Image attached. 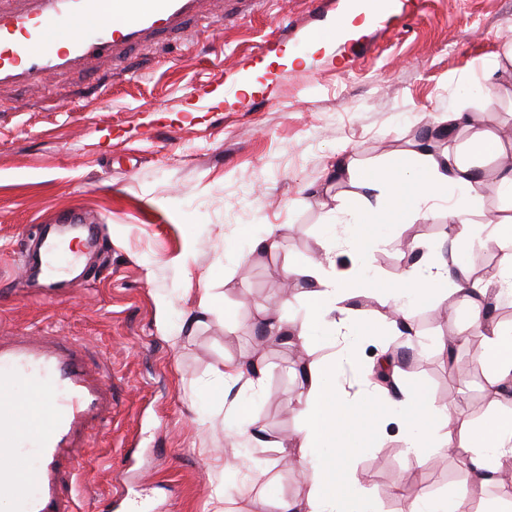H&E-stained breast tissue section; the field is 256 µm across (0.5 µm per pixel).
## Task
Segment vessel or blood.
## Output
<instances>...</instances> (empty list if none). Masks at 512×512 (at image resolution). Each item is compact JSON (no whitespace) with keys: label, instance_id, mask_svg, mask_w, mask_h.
Instances as JSON below:
<instances>
[{"label":"vessel or blood","instance_id":"obj_1","mask_svg":"<svg viewBox=\"0 0 512 512\" xmlns=\"http://www.w3.org/2000/svg\"><path fill=\"white\" fill-rule=\"evenodd\" d=\"M204 0H112L113 24L84 30L67 47L42 41L59 20L97 13L102 0H0V83L42 82L79 61L111 57L177 28L201 11ZM71 236L83 251L99 248L98 224L87 213H64L41 227L39 241L23 246L24 271L35 282L33 298L51 302L84 279L79 254H63ZM82 251V252H83ZM25 380L23 399L12 396ZM112 420V377L91 369L82 342L62 336L14 331L0 336V454L12 459L0 472V496L18 498L21 512H73L80 481L92 470L80 451L94 431ZM38 459L28 471V453Z\"/></svg>","mask_w":512,"mask_h":512}]
</instances>
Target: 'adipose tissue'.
Segmentation results:
<instances>
[{"label":"adipose tissue","instance_id":"obj_1","mask_svg":"<svg viewBox=\"0 0 512 512\" xmlns=\"http://www.w3.org/2000/svg\"><path fill=\"white\" fill-rule=\"evenodd\" d=\"M501 153L499 140L487 131L474 130L465 152L448 150L436 152L428 138L418 140L408 157L402 159L390 175L380 171L364 172L359 182L367 190H383L382 200L368 207L361 216L362 223H392L398 217L413 211L421 219H429L433 211L426 205L432 194L444 187L458 186L465 201L449 205L443 216L452 241L466 238L470 232V210L467 199L480 196L488 185H495L500 196L512 206V162L498 166L489 173L480 172L472 165L476 157H496ZM308 300V320L298 326L282 321L275 309L263 310L265 329L270 334L286 337L289 344H300L313 351L316 332L327 331L336 336H349L355 326V310L351 301L357 295L354 281L339 280L322 266L303 271ZM448 283V267L444 264L427 267L413 265L402 269L388 288L386 297L393 302L397 315L393 329L399 335L410 334L411 328L402 303L407 298L425 302ZM512 286V259L504 262L490 284L479 288V300L472 303V324L478 347L474 352L476 364L485 371L490 390L499 397L512 398V325L502 326L489 315L485 296L501 295L503 286ZM305 393L300 407L302 427L297 463L310 481L306 498L290 502L282 512H344L343 506L351 486L357 478L341 466L345 447H337L335 456L322 455V448L335 444L336 439L359 440L364 432L361 406L358 402L339 396L327 386V378L334 370L330 361L304 363ZM431 413L424 395L413 399L411 413L403 425L410 434L407 448L414 457H421L428 442L438 447L451 448L467 465L472 480L462 491L443 502L415 501L405 512H468L474 502L484 505L482 512H501L497 503L486 500L488 486L512 484V416H496L479 427L458 420L453 407H445V423L433 436L414 434V423L426 422Z\"/></svg>","mask_w":512,"mask_h":512}]
</instances>
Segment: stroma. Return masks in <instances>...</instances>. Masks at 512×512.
<instances>
[{"mask_svg": "<svg viewBox=\"0 0 512 512\" xmlns=\"http://www.w3.org/2000/svg\"><path fill=\"white\" fill-rule=\"evenodd\" d=\"M369 0H214L211 9L125 56L58 71L47 81L0 83V334L49 330L87 343L106 358L115 385L111 424L88 453L92 484L75 512H111L120 490L143 512L170 498L179 512H280L305 499L309 482L280 463L275 448L228 433L248 408L266 434L296 435L303 384L293 354L257 327L262 309L301 324L307 316L301 271L324 255L349 271L353 301L369 328L350 344L329 336L317 358L335 356L336 389L362 399L366 431L343 462L357 483L356 512H399L413 500L444 499L470 480L457 455L429 447L422 459L403 446L408 397L423 392L442 422L443 405L481 424L512 407L494 401L476 372L471 308L440 298L416 303L419 337L387 338L393 278L417 258L456 256L472 281L495 272L508 253L486 224L506 208L494 187L472 204L469 237L448 248L441 220L409 214L364 224L368 199L338 170L352 165L391 173L424 130L469 102L479 124L512 142V100L496 93L489 62L512 35V0H388L367 24L330 51L312 52L308 34ZM292 52L294 65L284 64ZM256 80L247 94L240 84ZM236 92L221 104L211 94ZM84 210L100 220L104 246L89 258L101 274L44 305L23 292L19 241L54 213ZM274 236L273 251L255 246ZM367 237L356 252L346 242ZM216 303L201 312L200 299ZM467 345L438 346L453 334ZM399 366L386 395L366 391L364 368L381 352ZM260 361L262 390L246 361ZM237 378L222 380L220 370Z\"/></svg>", "mask_w": 512, "mask_h": 512, "instance_id": "1", "label": "stroma"}]
</instances>
